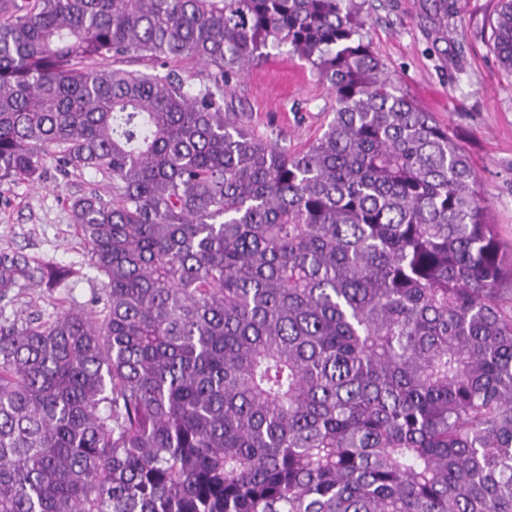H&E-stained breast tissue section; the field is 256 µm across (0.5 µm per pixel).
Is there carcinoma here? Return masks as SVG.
<instances>
[{"instance_id":"obj_1","label":"carcinoma","mask_w":512,"mask_h":512,"mask_svg":"<svg viewBox=\"0 0 512 512\" xmlns=\"http://www.w3.org/2000/svg\"><path fill=\"white\" fill-rule=\"evenodd\" d=\"M362 7L0 0V186L112 191L67 199L102 311L0 323V512H512V260ZM492 39L512 72V0ZM285 45L335 100L299 152L224 108ZM75 273L3 255L0 301Z\"/></svg>"}]
</instances>
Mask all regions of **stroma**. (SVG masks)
Wrapping results in <instances>:
<instances>
[{
    "instance_id": "1",
    "label": "stroma",
    "mask_w": 512,
    "mask_h": 512,
    "mask_svg": "<svg viewBox=\"0 0 512 512\" xmlns=\"http://www.w3.org/2000/svg\"><path fill=\"white\" fill-rule=\"evenodd\" d=\"M498 0H455L448 52L427 40L419 0H365L367 38L394 84L442 125L450 127L477 171L490 219L512 245V73L491 48L490 22ZM230 111L243 113L258 132L300 151L323 133L335 102L326 83L287 47L271 49L231 81ZM91 172L48 174L39 183L18 180L0 188V255L29 264L79 268L56 288L32 283L13 289L0 310L9 319L54 320L67 310L103 308L100 275L66 200L98 185Z\"/></svg>"
}]
</instances>
